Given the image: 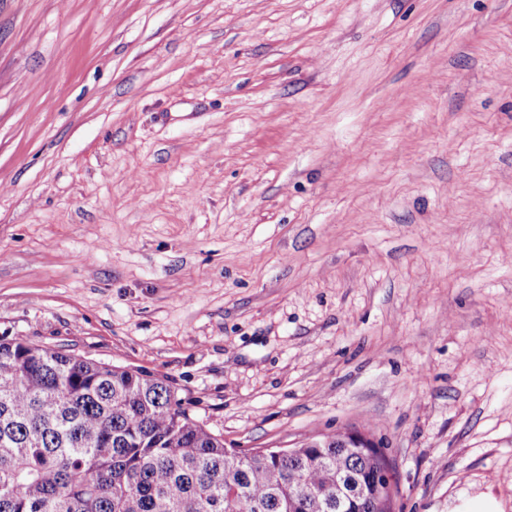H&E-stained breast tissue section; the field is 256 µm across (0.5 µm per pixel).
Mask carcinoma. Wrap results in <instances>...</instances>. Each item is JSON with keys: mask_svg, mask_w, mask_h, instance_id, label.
<instances>
[{"mask_svg": "<svg viewBox=\"0 0 512 512\" xmlns=\"http://www.w3.org/2000/svg\"><path fill=\"white\" fill-rule=\"evenodd\" d=\"M320 440L238 452L165 379L0 338V512H392L382 448Z\"/></svg>", "mask_w": 512, "mask_h": 512, "instance_id": "carcinoma-1", "label": "carcinoma"}]
</instances>
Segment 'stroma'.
<instances>
[{"mask_svg":"<svg viewBox=\"0 0 512 512\" xmlns=\"http://www.w3.org/2000/svg\"><path fill=\"white\" fill-rule=\"evenodd\" d=\"M2 336L512 512V0H0Z\"/></svg>","mask_w":512,"mask_h":512,"instance_id":"obj_1","label":"stroma"}]
</instances>
